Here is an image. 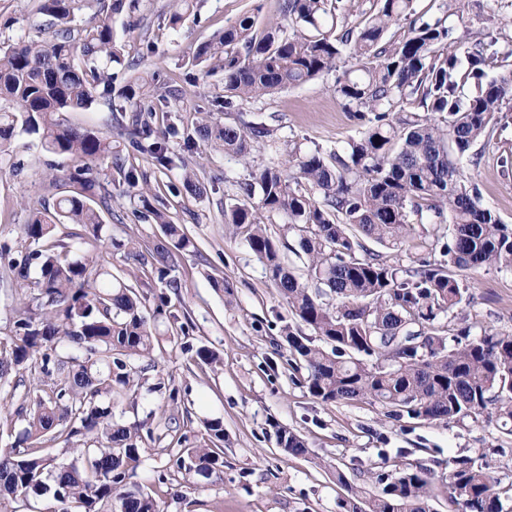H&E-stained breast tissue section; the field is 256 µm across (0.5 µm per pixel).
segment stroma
Instances as JSON below:
<instances>
[{
    "instance_id": "obj_1",
    "label": "stroma",
    "mask_w": 512,
    "mask_h": 512,
    "mask_svg": "<svg viewBox=\"0 0 512 512\" xmlns=\"http://www.w3.org/2000/svg\"><path fill=\"white\" fill-rule=\"evenodd\" d=\"M38 6L39 0H0V42L20 35L47 38ZM413 9L420 21L444 19L449 36L441 52L457 53L462 43L480 38L491 54L487 76L512 71V0H469L461 14L447 12L443 0H414ZM169 11L170 0H138L134 17L140 25L121 35L125 55L113 65V73L125 79L148 72L157 89L180 88L182 97L174 109L182 122H191L201 110L223 125L265 122L271 136L246 165L200 146L198 177L205 191L199 196L169 193L165 176L148 162L140 164L148 184L158 190V208L186 227L196 250L178 259V290H167L155 278L138 283L146 306H153L163 292L170 304L168 315L157 320L154 352L134 362L141 371L135 394L114 401L115 420L138 428L149 449L132 483L149 488L161 475L175 481L178 438L191 446L203 443L204 421L220 419L223 468L194 476L186 501H168L166 512H347L349 494L337 485L336 470H343L350 486L367 498L378 490L368 470L388 472L411 463L443 475L449 458L459 455L489 463L501 488L512 487V436L496 423L395 420L374 402L325 404L309 394L307 372L289 365L282 339L284 327L294 319L244 236L226 226L224 203L235 191L234 181L247 177L249 169L284 163L296 143L309 150L344 145L360 124L336 97L332 72L230 109L212 107V100L224 93L223 75L190 68L189 58L244 13L263 22L279 21L280 0H198L175 30L168 26ZM66 118L110 137L118 150L129 153L120 136V113L96 104ZM29 142L28 136L19 137L11 159L0 164V336L8 333L14 309L31 297L28 283L16 281L9 269L23 247L20 227L28 221L30 205L54 199L45 176L66 163ZM471 177L483 206L512 224V104L499 112ZM135 208L120 175H113L112 210L103 221L114 244L101 249L99 257L116 275L130 267L121 243L137 240L151 246L163 238L159 225L139 218ZM219 278L225 283L221 291L213 286ZM467 280L468 300L452 327L512 335V269H484L468 274ZM202 346L219 354V365L199 363L196 351ZM278 426L303 436L309 455L282 451L274 435Z\"/></svg>"
}]
</instances>
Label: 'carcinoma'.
<instances>
[{
	"label": "carcinoma",
	"instance_id": "1",
	"mask_svg": "<svg viewBox=\"0 0 512 512\" xmlns=\"http://www.w3.org/2000/svg\"><path fill=\"white\" fill-rule=\"evenodd\" d=\"M194 0H172L169 24L176 27ZM354 0H282V21L261 23L243 14L218 39L200 45L191 64H215L224 71V99L212 106L229 109L316 79L344 64L336 94L367 124L345 145L305 151L294 144L283 166L252 170L237 183L224 205V223L245 233L292 317L310 327L331 351L287 331L289 353L307 371L311 396L323 403L369 400L390 416L452 421H495L512 434V336L491 329L477 335L441 323L464 301L462 272L512 269V224L482 206L475 185L459 167L461 159L479 164L472 149L489 142L497 114L512 103V73L485 80L486 48L480 41L444 55L439 45L448 28L437 20L412 27L403 41L388 37L393 25L413 11V0H376L363 25L347 24ZM135 0H40L50 30L45 40L25 36L0 47V163L14 150L19 134L32 136L47 153L71 165L53 181L68 187L43 202L22 225L24 251L11 269L30 281L35 308L18 310L10 334L0 339V380L39 369V382L27 391L30 408L0 418V437L17 439L0 448V501H26L29 494L51 495L48 512H164L168 497L184 495L164 478L145 490L128 487L130 473L146 448L139 430L113 421L112 394L133 383L130 360L150 354L154 333L140 295L129 281L150 272L169 288L177 258L196 249L182 225L155 206L157 193L140 185L138 167L114 163L120 152L112 140L78 129L63 118L99 99H145L126 127L129 145L163 174L180 172V184L199 195L201 185L186 154L197 140L244 164L269 135L262 123L220 125L202 112L194 126L169 124L158 132L146 115L170 111L178 90L157 94L143 76L115 88L112 64L121 63L124 44L114 18L134 13ZM87 10L84 25L76 18ZM472 83L475 92L461 95ZM415 105L423 114L400 117ZM183 140L184 152L168 149ZM123 175L138 212L160 225L164 241L153 247L129 241L127 258L135 269L124 277L103 266L98 249L112 237L97 206L109 207L112 181L101 167ZM286 217L275 236L267 222ZM450 224L451 236L434 238L431 252L414 266L397 269L380 262L364 239L398 246L417 224ZM81 228L68 235L89 245L72 258L61 250L57 229ZM297 238L306 276L288 268L281 246ZM440 250L441 259L432 258ZM335 297L336 303L326 302ZM424 338L422 346L415 341ZM85 350L76 363L75 350ZM209 444L184 449L174 465L184 484L194 474L224 467V424L206 422ZM277 445L293 456L309 454L307 441L274 426ZM61 439L79 453L80 464L60 465L44 443ZM379 492L362 499L336 471V482L350 494L351 512H427L435 474L404 463L388 473L369 471ZM448 512H502L506 490L469 456L448 458Z\"/></svg>",
	"mask_w": 512,
	"mask_h": 512
}]
</instances>
